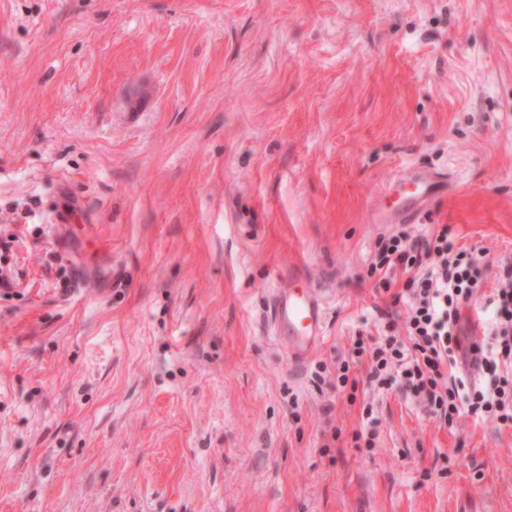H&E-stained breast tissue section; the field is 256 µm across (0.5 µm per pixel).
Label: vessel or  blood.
<instances>
[{
	"label": "vessel or blood",
	"mask_w": 512,
	"mask_h": 512,
	"mask_svg": "<svg viewBox=\"0 0 512 512\" xmlns=\"http://www.w3.org/2000/svg\"><path fill=\"white\" fill-rule=\"evenodd\" d=\"M410 181L416 190L405 199L402 212L406 215L428 201L438 184L437 176L420 172L412 173ZM272 318L289 355L300 360L315 349L324 334L325 304L307 288L277 289L272 293Z\"/></svg>",
	"instance_id": "b4317fda"
}]
</instances>
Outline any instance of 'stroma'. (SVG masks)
<instances>
[{
    "label": "stroma",
    "instance_id": "35a3bbf8",
    "mask_svg": "<svg viewBox=\"0 0 512 512\" xmlns=\"http://www.w3.org/2000/svg\"><path fill=\"white\" fill-rule=\"evenodd\" d=\"M401 229L512 263V0H0V512H512V426L334 385ZM439 178L440 177L436 175H425L420 172L412 173L409 181L419 190L406 197L403 209L397 216L401 218L407 217L414 206L421 205L428 201L435 193ZM272 318L278 339L295 360L312 352L324 334L325 304L312 290L281 288L272 292Z\"/></svg>",
    "mask_w": 512,
    "mask_h": 512
}]
</instances>
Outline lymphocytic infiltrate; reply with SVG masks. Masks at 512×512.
Segmentation results:
<instances>
[{
	"mask_svg": "<svg viewBox=\"0 0 512 512\" xmlns=\"http://www.w3.org/2000/svg\"><path fill=\"white\" fill-rule=\"evenodd\" d=\"M377 271L405 279L406 340L395 334L357 340L356 355H368L370 377L388 385L400 378L430 412L446 423L461 413L512 423V264L502 266L497 286L485 300L492 338L465 344L461 309L479 294L486 270L475 253L453 248L447 231L422 238L401 231L382 240ZM478 366L490 382L464 392L449 378V363Z\"/></svg>",
	"mask_w": 512,
	"mask_h": 512,
	"instance_id": "1",
	"label": "lymphocytic infiltrate"
}]
</instances>
